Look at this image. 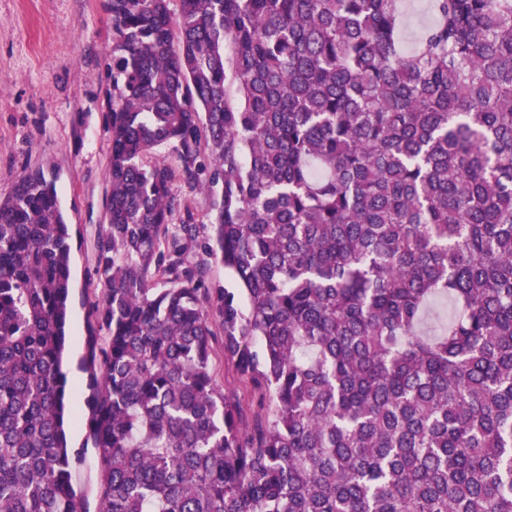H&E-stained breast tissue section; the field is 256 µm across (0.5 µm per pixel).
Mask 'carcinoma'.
<instances>
[{"mask_svg":"<svg viewBox=\"0 0 512 512\" xmlns=\"http://www.w3.org/2000/svg\"><path fill=\"white\" fill-rule=\"evenodd\" d=\"M180 3L109 0L100 512H512V0H432L408 56L400 0ZM176 182L212 197L200 243ZM71 228L41 168L0 199V512H88ZM216 322L250 429L214 384Z\"/></svg>","mask_w":512,"mask_h":512,"instance_id":"1","label":"carcinoma"}]
</instances>
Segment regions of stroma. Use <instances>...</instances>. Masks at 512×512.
<instances>
[{
  "mask_svg": "<svg viewBox=\"0 0 512 512\" xmlns=\"http://www.w3.org/2000/svg\"><path fill=\"white\" fill-rule=\"evenodd\" d=\"M402 53H411L435 21L429 0L402 4ZM108 0H0V197L29 167L54 173L72 225V304L64 370L69 405L87 413L84 368L92 321L88 303L99 290L94 240L109 189L111 139L103 127L112 82ZM213 375L220 390L237 395L248 418L259 412L250 385L216 344Z\"/></svg>",
  "mask_w": 512,
  "mask_h": 512,
  "instance_id": "1",
  "label": "stroma"
}]
</instances>
